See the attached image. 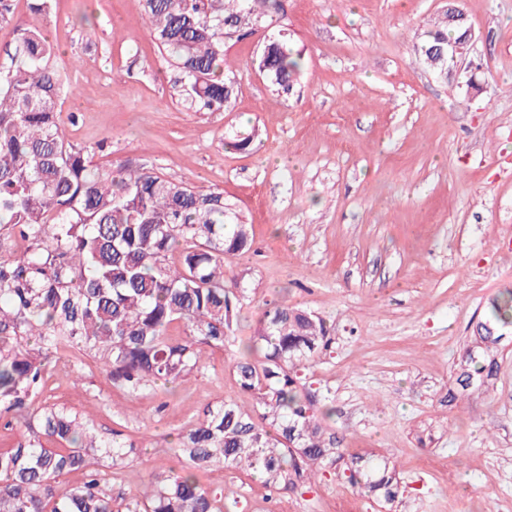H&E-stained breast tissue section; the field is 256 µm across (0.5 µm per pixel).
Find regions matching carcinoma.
<instances>
[{"mask_svg":"<svg viewBox=\"0 0 512 512\" xmlns=\"http://www.w3.org/2000/svg\"><path fill=\"white\" fill-rule=\"evenodd\" d=\"M140 6L181 74L189 108L224 112L235 93L224 32L243 37L267 27L278 0ZM467 27L445 14L426 32L418 52L429 70L448 69V42L465 38ZM257 65L288 94L301 55L273 38ZM67 81L58 49L37 27L19 33L10 66L0 68V237L23 242L13 258L0 259V418L28 415L25 442L0 449V512H224V488L200 476L238 468L293 488L315 467L337 469L368 498L397 502L405 488L386 456L340 451L302 375L328 350V328L286 300L265 304L233 366L256 409L232 400L206 406L172 448L183 465L152 474L142 496H112L106 469L117 475L146 449L115 429L110 439L92 435L68 407L33 405L50 363L74 346L100 356L112 385L130 394L184 381L199 367L201 346L222 349L232 333L244 289L225 263L252 246V225L223 192L196 190L145 164L92 166L91 152L68 141L60 120ZM493 319L512 321V293L493 306ZM177 321L181 338L168 334ZM481 340L465 374L485 385L497 374L499 337ZM44 437L59 447H45ZM72 472L82 481L57 494Z\"/></svg>","mask_w":512,"mask_h":512,"instance_id":"carcinoma-1","label":"carcinoma"}]
</instances>
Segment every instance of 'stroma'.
I'll return each instance as SVG.
<instances>
[{
    "mask_svg": "<svg viewBox=\"0 0 512 512\" xmlns=\"http://www.w3.org/2000/svg\"><path fill=\"white\" fill-rule=\"evenodd\" d=\"M271 25L226 41L229 111L194 112L139 0H55L49 15L16 0L0 24V68L18 34L40 27L68 75L60 118L104 170L128 160L218 190L253 226L227 271L246 297L234 326L253 335L269 301L314 312L326 355L305 370L346 453L394 458L401 512H512V325L498 328V373L449 403L476 327L512 291V0H459L466 56L434 75L417 48L448 0H280ZM279 35L303 57L291 94L256 60ZM256 130L244 151L226 141ZM236 343L206 350L188 381L131 395L103 363L70 348L42 399L120 430L147 453L113 481L124 495L176 466L171 442L205 405L253 409L232 376ZM224 512H381L334 474L309 489L235 471Z\"/></svg>",
    "mask_w": 512,
    "mask_h": 512,
    "instance_id": "1",
    "label": "stroma"
}]
</instances>
